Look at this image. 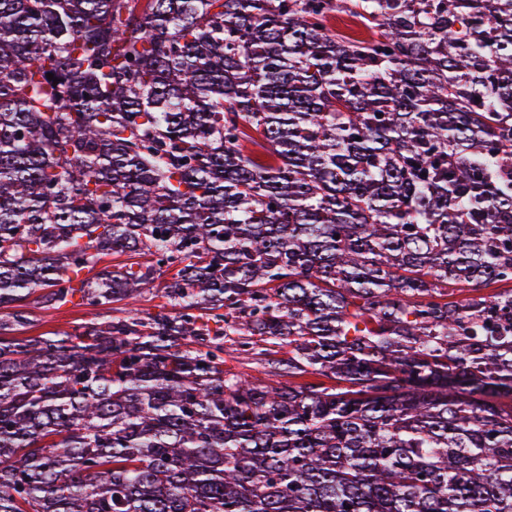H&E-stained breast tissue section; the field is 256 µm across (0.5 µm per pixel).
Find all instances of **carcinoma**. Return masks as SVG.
<instances>
[{"mask_svg":"<svg viewBox=\"0 0 512 512\" xmlns=\"http://www.w3.org/2000/svg\"><path fill=\"white\" fill-rule=\"evenodd\" d=\"M167 273L0 319V512H512V0H0V308ZM330 29L333 33L348 36L350 38H367L370 36L368 31L357 19L349 14L340 12L331 20ZM169 277L170 275L162 277L152 288L144 290L137 301L130 305H127L126 301H120L109 306H92L86 303L81 304V301L78 304V300L74 305L67 303L60 308H44L36 301V297L44 292L39 290L27 301L21 303L27 305L22 309L29 312V320L22 331L15 332L13 336L36 338L54 336V333L74 332L75 329L93 322L101 323L112 318L125 317L131 314L128 313L130 311L138 312L141 316L160 311L171 313L172 307L162 297L164 281ZM232 341L226 339L224 341V371L228 373H237L252 375L258 377H267L264 373V356L257 354L264 348H270L268 343L259 340V336H231ZM239 341H253L255 342V349L253 354L248 355V358L242 357L244 355L238 354Z\"/></svg>","mask_w":512,"mask_h":512,"instance_id":"carcinoma-1","label":"carcinoma"}]
</instances>
